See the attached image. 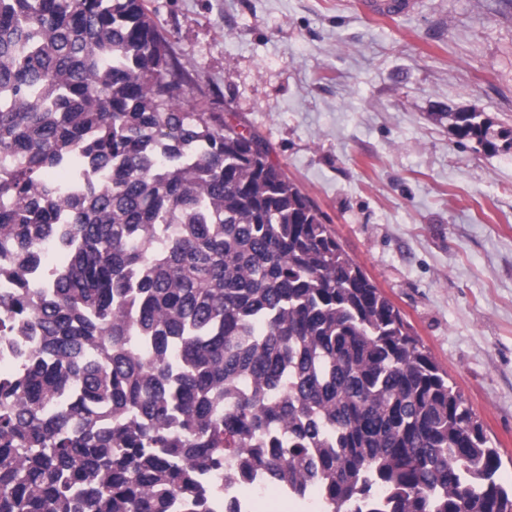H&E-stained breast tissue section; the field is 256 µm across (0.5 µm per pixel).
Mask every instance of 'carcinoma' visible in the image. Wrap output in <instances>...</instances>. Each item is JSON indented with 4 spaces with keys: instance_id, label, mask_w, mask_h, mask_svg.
Listing matches in <instances>:
<instances>
[{
    "instance_id": "obj_1",
    "label": "carcinoma",
    "mask_w": 512,
    "mask_h": 512,
    "mask_svg": "<svg viewBox=\"0 0 512 512\" xmlns=\"http://www.w3.org/2000/svg\"><path fill=\"white\" fill-rule=\"evenodd\" d=\"M188 89L145 0H0V338L32 339L0 379V512H211L228 465L224 512L256 469L322 512H512L399 309ZM453 128L496 149L478 112Z\"/></svg>"
}]
</instances>
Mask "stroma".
<instances>
[{"label":"stroma","instance_id":"35a3bbf8","mask_svg":"<svg viewBox=\"0 0 512 512\" xmlns=\"http://www.w3.org/2000/svg\"><path fill=\"white\" fill-rule=\"evenodd\" d=\"M174 58L327 216L500 450L512 487V8L146 0ZM478 112L497 148L459 138Z\"/></svg>","mask_w":512,"mask_h":512}]
</instances>
